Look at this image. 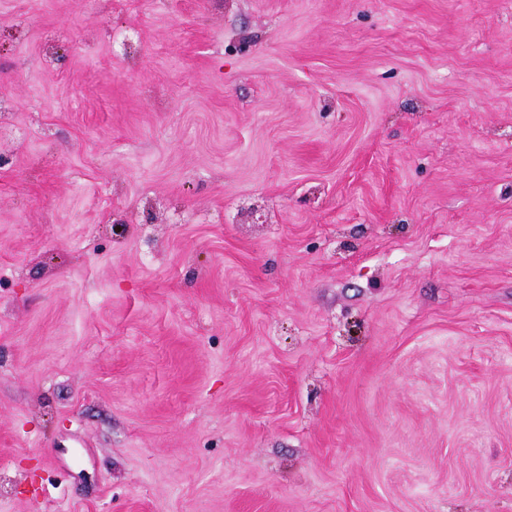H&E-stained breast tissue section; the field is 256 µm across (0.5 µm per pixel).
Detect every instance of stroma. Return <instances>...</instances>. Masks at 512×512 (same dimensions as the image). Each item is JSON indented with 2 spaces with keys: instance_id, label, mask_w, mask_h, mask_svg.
Masks as SVG:
<instances>
[{
  "instance_id": "stroma-1",
  "label": "stroma",
  "mask_w": 512,
  "mask_h": 512,
  "mask_svg": "<svg viewBox=\"0 0 512 512\" xmlns=\"http://www.w3.org/2000/svg\"><path fill=\"white\" fill-rule=\"evenodd\" d=\"M0 512H512V0H0Z\"/></svg>"
}]
</instances>
